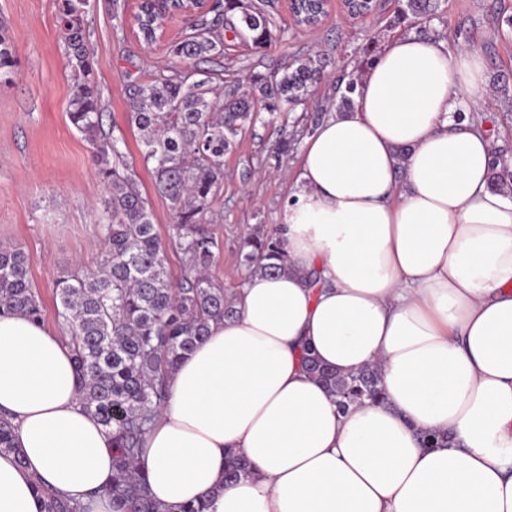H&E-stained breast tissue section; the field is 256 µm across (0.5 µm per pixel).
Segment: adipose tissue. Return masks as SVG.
Masks as SVG:
<instances>
[{"mask_svg": "<svg viewBox=\"0 0 512 512\" xmlns=\"http://www.w3.org/2000/svg\"><path fill=\"white\" fill-rule=\"evenodd\" d=\"M472 45L416 35L306 139L282 214L286 272L250 276L168 375L142 468L207 512H512V196L491 188ZM379 366L385 401L339 410L302 358ZM0 512L49 496L110 512L112 433L82 404L62 331L0 315ZM424 432L448 436L426 448ZM250 477L225 480L230 454Z\"/></svg>", "mask_w": 512, "mask_h": 512, "instance_id": "ef3b65f1", "label": "adipose tissue"}]
</instances>
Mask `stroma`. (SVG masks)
I'll list each match as a JSON object with an SVG mask.
<instances>
[{
    "mask_svg": "<svg viewBox=\"0 0 512 512\" xmlns=\"http://www.w3.org/2000/svg\"><path fill=\"white\" fill-rule=\"evenodd\" d=\"M58 0H0V22L16 48L12 80L0 83V243L21 246L28 257L30 279L46 305L45 323L58 327L53 289L59 272L95 270L105 249L97 223L108 194L84 136L68 116L72 94L66 46L58 31ZM449 50L481 37L484 50L503 69L512 70V34L496 29L497 13L512 14V0H451ZM397 0H377L374 13L355 19L333 0L327 16L312 30L296 26L289 0H270L273 41L263 50L234 39L223 57L200 63V71L226 90L251 73L279 75L295 59L323 55L339 68L360 74L357 58L367 38L385 47L405 35L397 21ZM134 0H91L89 42L95 52V80L101 93L105 131L124 136L126 160L147 198L160 234H167L171 215L155 178L141 161L140 132L128 122L135 86L170 66L165 44L147 49L137 35ZM332 77L317 86L305 109L262 115L239 134L224 156V182L213 205L209 231L221 249L211 277L235 294L244 285L240 245L257 226L280 224L301 153L277 159L282 139L307 138L319 113L335 100Z\"/></svg>",
    "mask_w": 512,
    "mask_h": 512,
    "instance_id": "obj_1",
    "label": "stroma"
}]
</instances>
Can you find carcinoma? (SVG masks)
Masks as SVG:
<instances>
[{
  "mask_svg": "<svg viewBox=\"0 0 512 512\" xmlns=\"http://www.w3.org/2000/svg\"><path fill=\"white\" fill-rule=\"evenodd\" d=\"M399 18L429 34L430 23L447 26L441 0H398ZM88 0H60L58 23L73 76L69 118L93 148L98 174L111 199L100 230L107 251L98 268L82 275L60 273L55 280L57 318L70 333V351L82 404L112 431V512H204L205 504L181 502L159 507L148 493L139 459L145 436L166 399V377L208 335L209 322L236 316L234 299L209 275L218 241L205 229L211 206L224 180V154L260 113L292 112L306 104L332 62L316 55L298 59L269 81L259 74L237 88L219 93L209 80L190 81L170 67L139 85L130 100L128 121L142 132L141 159L151 168L159 192L169 201L172 224L163 242L153 214L127 171L123 138L106 133L100 91L94 81V56L88 41ZM159 7L146 2L140 34L158 29ZM191 33L168 43L166 55L179 64L196 65L224 55V33L246 39L255 48L271 45V16L243 0H213L188 18ZM17 61L12 42L0 27V79H10ZM495 97L512 98V79L494 77ZM357 82L349 79L336 100L339 110L354 106ZM493 157L492 185L512 195V182ZM182 254L185 274L172 279L168 245ZM243 265L252 275L288 269L279 231L259 226L242 244ZM18 313L45 321L46 307L32 286L28 259L17 245H0V315ZM307 371L328 387L344 410L362 401L381 403L384 393L378 366L349 375L303 357ZM0 451L13 446V426L0 419ZM252 474L243 458L231 461L225 478ZM80 502L49 497L48 512H88Z\"/></svg>",
  "mask_w": 512,
  "mask_h": 512,
  "instance_id": "obj_1",
  "label": "carcinoma"
}]
</instances>
